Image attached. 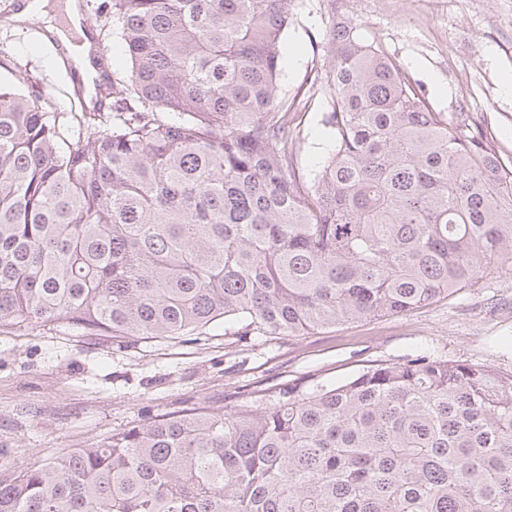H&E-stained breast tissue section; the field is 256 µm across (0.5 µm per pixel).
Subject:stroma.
Returning <instances> with one entry per match:
<instances>
[{"label":"stroma","mask_w":512,"mask_h":512,"mask_svg":"<svg viewBox=\"0 0 512 512\" xmlns=\"http://www.w3.org/2000/svg\"><path fill=\"white\" fill-rule=\"evenodd\" d=\"M82 19L109 50L112 78L130 74L111 0H80ZM0 0V80L37 81L54 112H78L67 64L42 22H11ZM350 18L399 65L434 112H466L512 162V0H295L280 72L300 131L297 166L313 183L328 152L332 103L318 84L333 65L327 32ZM427 353L512 374V269L405 314L362 319L306 336L239 337L214 323L175 339L89 336L61 323L0 325V449L12 469L41 465L112 433L186 407L224 411L234 400L296 380L336 381L374 361Z\"/></svg>","instance_id":"1"}]
</instances>
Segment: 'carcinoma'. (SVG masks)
<instances>
[{"label":"carcinoma","mask_w":512,"mask_h":512,"mask_svg":"<svg viewBox=\"0 0 512 512\" xmlns=\"http://www.w3.org/2000/svg\"><path fill=\"white\" fill-rule=\"evenodd\" d=\"M293 0H112L131 61L76 125L0 84V323L304 336L512 264V165L343 18L328 156L281 97ZM0 512H512V375L419 354L0 470Z\"/></svg>","instance_id":"carcinoma-1"}]
</instances>
